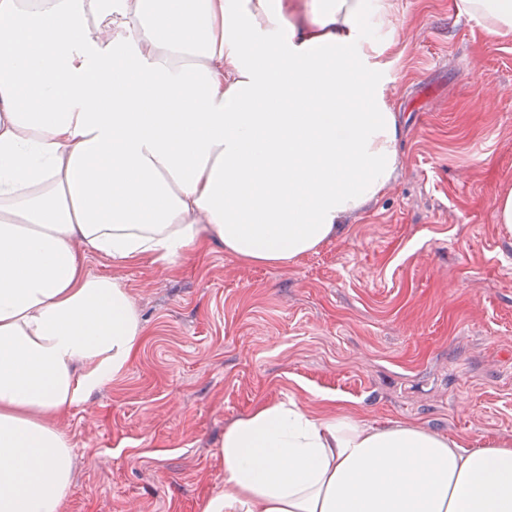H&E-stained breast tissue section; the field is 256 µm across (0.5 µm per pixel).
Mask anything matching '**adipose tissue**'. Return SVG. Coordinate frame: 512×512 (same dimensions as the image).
<instances>
[{
  "label": "adipose tissue",
  "instance_id": "1",
  "mask_svg": "<svg viewBox=\"0 0 512 512\" xmlns=\"http://www.w3.org/2000/svg\"><path fill=\"white\" fill-rule=\"evenodd\" d=\"M512 33V0H461ZM384 0H0V512H60L70 409L143 334L88 255L311 252L381 197L400 131ZM201 512H512V445L292 401L224 429Z\"/></svg>",
  "mask_w": 512,
  "mask_h": 512
}]
</instances>
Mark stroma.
<instances>
[{
    "label": "stroma",
    "instance_id": "35a3bbf8",
    "mask_svg": "<svg viewBox=\"0 0 512 512\" xmlns=\"http://www.w3.org/2000/svg\"><path fill=\"white\" fill-rule=\"evenodd\" d=\"M378 61L401 131L387 191L315 251L256 265L211 244L177 272L87 269L128 288L145 335L63 419L61 512H200L224 429L264 402L512 443V35L456 0H390Z\"/></svg>",
    "mask_w": 512,
    "mask_h": 512
}]
</instances>
